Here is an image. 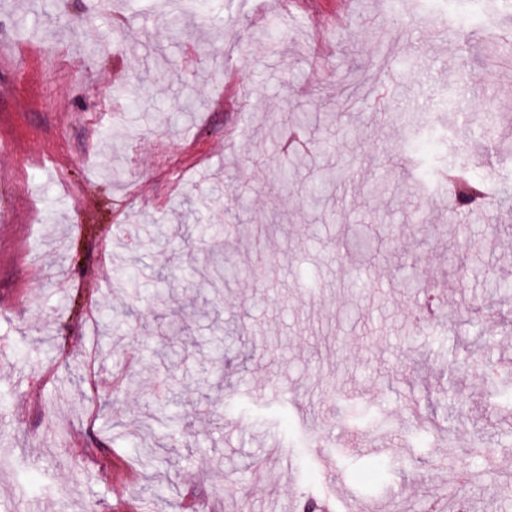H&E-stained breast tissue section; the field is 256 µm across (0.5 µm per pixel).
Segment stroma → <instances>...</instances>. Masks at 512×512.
I'll use <instances>...</instances> for the list:
<instances>
[{"label": "stroma", "mask_w": 512, "mask_h": 512, "mask_svg": "<svg viewBox=\"0 0 512 512\" xmlns=\"http://www.w3.org/2000/svg\"><path fill=\"white\" fill-rule=\"evenodd\" d=\"M53 12L0 0V512H276L305 492L512 512V408L487 413L461 362L512 361V208L470 215L435 185L452 166L512 193V57L478 25L434 41L414 0H214L176 27L149 0ZM438 64L437 97L493 95L497 124L416 112ZM268 121L304 162L287 190ZM201 241L239 269L222 298L192 273ZM123 368L138 383L113 390ZM163 404L185 436L156 427L149 462L136 429ZM425 411L448 434L418 433Z\"/></svg>", "instance_id": "35a3bbf8"}]
</instances>
